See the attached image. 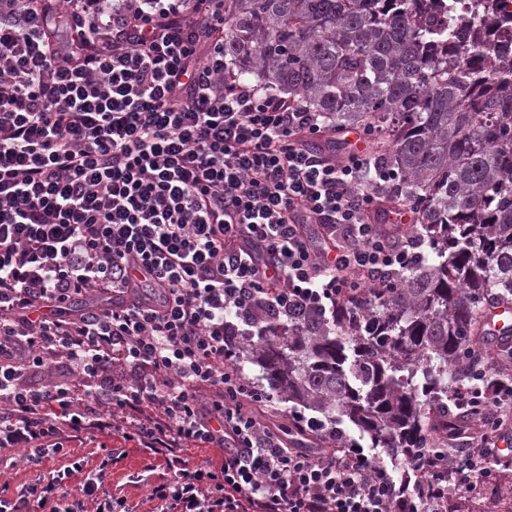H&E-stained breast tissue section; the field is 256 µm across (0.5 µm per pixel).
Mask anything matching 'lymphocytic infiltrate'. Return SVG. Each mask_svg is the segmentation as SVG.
Instances as JSON below:
<instances>
[{
	"instance_id": "1",
	"label": "lymphocytic infiltrate",
	"mask_w": 512,
	"mask_h": 512,
	"mask_svg": "<svg viewBox=\"0 0 512 512\" xmlns=\"http://www.w3.org/2000/svg\"><path fill=\"white\" fill-rule=\"evenodd\" d=\"M213 0H0V450L38 465L90 433L150 451V512H446L504 455L512 386L472 347L449 407L483 431L420 453L396 482L330 419L289 412L323 454L285 445L258 415L273 398L236 356L259 318L301 323L393 287L420 258L379 202L398 179L366 151L309 146L326 124L238 79ZM81 33L58 49L53 24ZM206 59H198L203 39ZM318 225L319 251L304 227ZM112 298L76 317V299ZM72 378L30 385L32 369ZM222 448L220 463L188 450ZM76 458L0 495V512H119Z\"/></svg>"
}]
</instances>
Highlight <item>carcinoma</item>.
Segmentation results:
<instances>
[{
    "label": "carcinoma",
    "instance_id": "1",
    "mask_svg": "<svg viewBox=\"0 0 512 512\" xmlns=\"http://www.w3.org/2000/svg\"><path fill=\"white\" fill-rule=\"evenodd\" d=\"M447 24L430 0H224L241 80L368 127L429 253L335 319L263 320L240 358L289 401L346 418L404 463L431 448L429 408L495 302L512 300V63L490 0Z\"/></svg>",
    "mask_w": 512,
    "mask_h": 512
}]
</instances>
